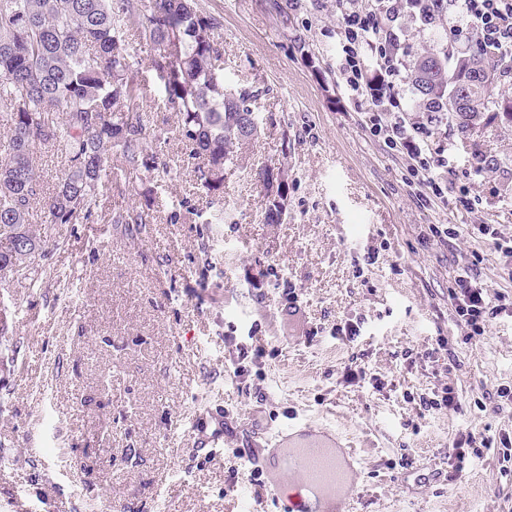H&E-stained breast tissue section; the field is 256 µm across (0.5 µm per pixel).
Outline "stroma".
Instances as JSON below:
<instances>
[{
	"instance_id": "35a3bbf8",
	"label": "stroma",
	"mask_w": 512,
	"mask_h": 512,
	"mask_svg": "<svg viewBox=\"0 0 512 512\" xmlns=\"http://www.w3.org/2000/svg\"><path fill=\"white\" fill-rule=\"evenodd\" d=\"M215 17L224 81L265 83L253 107L263 125L213 200L196 180L189 143L138 44L140 104L167 175L118 178L91 222L48 227L35 272L0 285L13 330L0 342V512H241L255 487L233 448L243 428L285 426L288 415L327 424L359 448L354 512H512V475L499 436L512 437V314L484 339L467 338L448 301L461 270L476 267L491 293L512 295V271L471 233L512 236V127L474 138L497 172L477 170L448 125V151L473 213L425 203L404 180L400 156L369 137L360 108L336 78V0H197ZM458 15L409 26V57L442 52ZM305 49H298V42ZM319 59L309 64L303 50ZM288 175L283 223L263 221L261 169ZM150 215L134 231L114 223L132 207ZM432 224L456 225L448 244L422 241ZM297 303H290L287 289ZM361 329L355 341L338 327ZM258 339L269 357L234 372L224 344ZM445 337L454 360L429 351ZM368 379L350 385L345 364ZM454 388L458 409L425 411L419 397ZM222 406L224 456H195L185 432ZM490 447L454 473L459 434Z\"/></svg>"
}]
</instances>
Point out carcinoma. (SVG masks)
I'll use <instances>...</instances> for the list:
<instances>
[{"label":"carcinoma","mask_w":512,"mask_h":512,"mask_svg":"<svg viewBox=\"0 0 512 512\" xmlns=\"http://www.w3.org/2000/svg\"><path fill=\"white\" fill-rule=\"evenodd\" d=\"M130 31L153 48L149 67L163 86L162 106L178 116L207 192L224 193L226 169L260 133L256 91L224 86L217 22L196 0H120L116 7L113 0H0V105L8 125L0 137V284L45 257L43 236L30 227L33 203L42 202L48 223L74 224L92 216L112 166L129 174L167 172L141 115ZM509 76L511 63L474 47L444 57L421 52L410 82L417 111L445 112L466 133L491 121L512 126V97L495 92ZM454 98L461 104L450 112ZM42 147L64 155L56 187L44 196L33 162ZM469 151L478 169L498 170L476 141ZM261 176L278 182L264 223L281 224L288 179L266 169ZM113 223L150 220L132 208Z\"/></svg>","instance_id":"carcinoma-1"}]
</instances>
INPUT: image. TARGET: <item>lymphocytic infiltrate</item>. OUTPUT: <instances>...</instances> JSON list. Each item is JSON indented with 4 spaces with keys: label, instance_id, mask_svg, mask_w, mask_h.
I'll use <instances>...</instances> for the list:
<instances>
[{
    "label": "lymphocytic infiltrate",
    "instance_id": "lymphocytic-infiltrate-1",
    "mask_svg": "<svg viewBox=\"0 0 512 512\" xmlns=\"http://www.w3.org/2000/svg\"><path fill=\"white\" fill-rule=\"evenodd\" d=\"M452 5L486 53L512 62V0H336V75L349 100L366 104L364 127L404 158L418 195L428 201L451 194L457 208L468 211L475 201L456 181L447 146L436 139L438 118L411 117L399 93L408 71L401 46L406 22L440 23ZM448 299L472 338L485 335L499 314L512 313L507 294L489 295L486 283L468 270L455 276Z\"/></svg>",
    "mask_w": 512,
    "mask_h": 512
}]
</instances>
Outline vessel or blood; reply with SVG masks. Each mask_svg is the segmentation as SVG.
I'll return each mask as SVG.
<instances>
[{"mask_svg": "<svg viewBox=\"0 0 512 512\" xmlns=\"http://www.w3.org/2000/svg\"><path fill=\"white\" fill-rule=\"evenodd\" d=\"M187 433L193 447L212 457L223 454L222 414H195ZM237 452L266 476L265 496L252 501L250 512H346L342 491L358 475L356 452L344 448L331 429L292 416L263 440L247 436Z\"/></svg>", "mask_w": 512, "mask_h": 512, "instance_id": "vessel-or-blood-1", "label": "vessel or blood"}]
</instances>
